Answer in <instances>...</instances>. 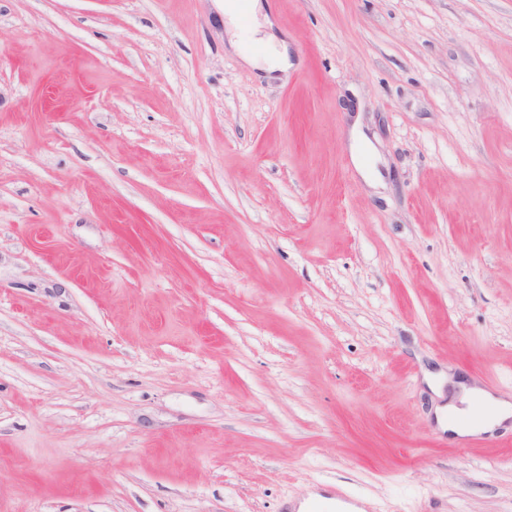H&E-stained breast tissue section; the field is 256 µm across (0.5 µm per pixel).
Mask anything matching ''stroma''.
I'll use <instances>...</instances> for the list:
<instances>
[{
    "label": "stroma",
    "mask_w": 512,
    "mask_h": 512,
    "mask_svg": "<svg viewBox=\"0 0 512 512\" xmlns=\"http://www.w3.org/2000/svg\"><path fill=\"white\" fill-rule=\"evenodd\" d=\"M0 0V512H512V0ZM264 43H266L271 48V54L264 58H257L253 56L247 48L243 45L241 47H237L240 50L246 59H254L260 60L267 67V72L269 74L277 73V72H286L288 70V43L285 38H281L278 41V46L280 49L274 47L273 42L276 40L274 35H270L267 40L258 39ZM242 48V49H241ZM460 385L470 392L475 401H483L494 407L491 414L479 413L470 405L466 410L448 411V438L451 440H463L466 437H474L485 432H490L502 423L506 422L512 415V405L507 400L496 399L489 393L477 388H466L461 382ZM451 413L462 417L460 420H453ZM480 435V436H481ZM475 438V437H474Z\"/></svg>",
    "instance_id": "stroma-1"
}]
</instances>
